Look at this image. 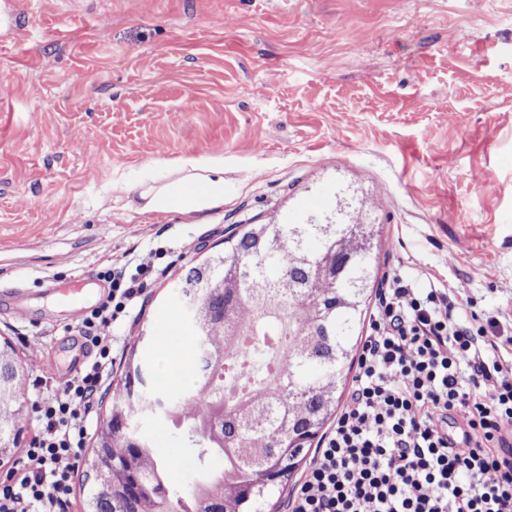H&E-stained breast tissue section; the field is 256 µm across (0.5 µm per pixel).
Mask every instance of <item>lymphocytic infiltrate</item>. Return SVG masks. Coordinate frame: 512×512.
I'll use <instances>...</instances> for the list:
<instances>
[{
    "mask_svg": "<svg viewBox=\"0 0 512 512\" xmlns=\"http://www.w3.org/2000/svg\"><path fill=\"white\" fill-rule=\"evenodd\" d=\"M159 274L154 256L107 264L109 291L78 325L92 364L34 410L42 424L0 476V512H70L112 336ZM469 284L393 275L382 289L349 400L288 512H512V340L476 322ZM457 415L458 436L448 433Z\"/></svg>",
    "mask_w": 512,
    "mask_h": 512,
    "instance_id": "f902f5d3",
    "label": "lymphocytic infiltrate"
}]
</instances>
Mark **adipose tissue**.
<instances>
[{"label": "adipose tissue", "instance_id": "adipose-tissue-1", "mask_svg": "<svg viewBox=\"0 0 512 512\" xmlns=\"http://www.w3.org/2000/svg\"><path fill=\"white\" fill-rule=\"evenodd\" d=\"M176 179L156 184L144 180L116 182L117 193L138 192L145 212H195L224 201L223 158L183 157L176 161Z\"/></svg>", "mask_w": 512, "mask_h": 512}]
</instances>
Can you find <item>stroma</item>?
I'll return each instance as SVG.
<instances>
[{"label":"stroma","instance_id":"35a3bbf8","mask_svg":"<svg viewBox=\"0 0 512 512\" xmlns=\"http://www.w3.org/2000/svg\"><path fill=\"white\" fill-rule=\"evenodd\" d=\"M183 155L223 156V204L112 198ZM339 183L377 227L380 275L467 280L512 326V0H0V338L43 379L26 405L94 360L56 285L158 247L132 327L156 336L145 389L186 395L188 268ZM141 430L183 457L173 486L198 481L162 413Z\"/></svg>","mask_w":512,"mask_h":512}]
</instances>
